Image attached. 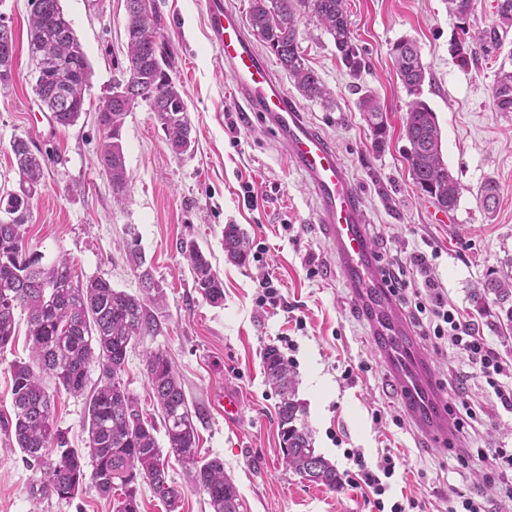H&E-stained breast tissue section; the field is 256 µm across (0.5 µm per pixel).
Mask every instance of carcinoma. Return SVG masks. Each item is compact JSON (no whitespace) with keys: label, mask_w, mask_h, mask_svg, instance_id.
Instances as JSON below:
<instances>
[{"label":"carcinoma","mask_w":512,"mask_h":512,"mask_svg":"<svg viewBox=\"0 0 512 512\" xmlns=\"http://www.w3.org/2000/svg\"><path fill=\"white\" fill-rule=\"evenodd\" d=\"M127 2V93L156 113L168 146L176 155L187 153L193 139L184 112L182 90L169 70L172 49L160 35L161 18L154 0ZM448 12L466 21L474 0H446ZM496 21L490 29L458 40L453 51L461 62L474 61L489 47L501 46L499 32L512 28V0H500ZM28 53L48 66V79L40 84L38 99L51 113L56 126L66 128L80 117L84 94L91 79L86 53L66 18L60 0H31ZM310 17L329 34L346 73L359 76L364 56L355 43L347 12V0H251L249 24L253 35L275 57L296 90L308 100H324L331 92L318 72L308 64L300 46V24ZM151 27L156 36L144 35ZM15 38L10 28L0 26V88L11 84ZM398 80L413 96L403 124L410 148L406 152L408 170L420 193L443 211H454L461 184L449 170L442 152L441 130L429 104L422 99L427 70L417 43L402 38L390 48ZM492 104L497 112H512V68L501 64L492 87ZM358 110L372 133V147L385 149L388 122L376 96L364 91ZM129 109L112 105V111L98 113L103 136L97 161L109 176L112 193L119 204L125 202L129 176L122 130ZM19 176L18 188L0 192V353L12 344L14 311H27L31 342L29 361L11 364L13 415L11 429L22 461L40 473L29 486V496L38 501L54 496L69 502L90 484L102 496L115 501L113 512H140L139 487L146 483L154 495L169 507L180 491L168 477L163 451L156 437L155 423L143 417L137 398L125 381L129 348L140 336H154L161 330L156 305L164 294L149 270L140 274L145 296L139 298L112 287L101 277L85 282L77 279L65 256L48 266L23 249L31 200L43 179L44 158L29 143L16 138L11 143ZM479 202L488 214L497 210L498 187L492 180L480 188ZM249 242L237 224L224 225V252L242 262ZM194 275L196 288L206 300L219 304L224 284L206 254L194 243L182 246ZM494 294L500 304L512 302V262L508 269L477 284L474 298ZM97 363L99 374L90 395H85L89 366ZM267 382L276 389L278 429L288 469L301 478L336 490L341 478L333 465L313 448L305 423L298 422L300 405L295 400L296 376L278 349L263 354ZM144 374L161 414L168 450L182 464L187 481L205 493L211 512H240L236 485L224 473L218 457H199L198 410L190 407L166 351L146 354ZM56 390L72 396H86L84 426L88 446L71 448L67 433L55 420Z\"/></svg>","instance_id":"carcinoma-1"}]
</instances>
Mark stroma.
Returning <instances> with one entry per match:
<instances>
[{"instance_id":"1","label":"stroma","mask_w":512,"mask_h":512,"mask_svg":"<svg viewBox=\"0 0 512 512\" xmlns=\"http://www.w3.org/2000/svg\"><path fill=\"white\" fill-rule=\"evenodd\" d=\"M92 68L84 111L65 129L53 126L38 106L36 75L28 57L30 0H0V19L15 35L17 56L11 86L0 88V187L15 188L11 143L26 139L46 163L42 185L31 201L24 247L50 264L73 262L81 280L109 279L131 294L141 289L127 250L137 240L152 276L163 289L162 331L129 350L125 379L152 413L144 356L168 352L197 423L200 453L224 461L240 494V512H368L359 492L307 482L288 470L278 432L279 396L263 370L266 347L279 349L297 375L296 398L313 446L344 472L345 456L360 449L368 464L383 450L401 458L385 503L417 501L414 512H444L450 486L478 494L488 512H505L479 468H462L438 439L409 413L394 379L373 344L372 322L348 286L341 263L317 221L313 191L290 162L271 124L249 111L234 90L233 75L211 45L204 0H155L161 33L173 48L171 75L183 90L194 151L174 154L146 103L128 115L123 130L130 177L125 204L96 160L102 133L96 122L102 99L123 78L126 65V0H61ZM496 0H475L467 23L450 16L444 0H348L349 19L365 67L351 80L330 36L310 18L300 26V43L310 65L330 89L328 99L297 97L305 120L331 140L358 185L370 217L367 233L377 266L408 262L412 251L431 257L442 288L481 336L512 356V335L503 334L494 297L474 304V285L512 261V112L492 106L491 90L501 62L512 59V30L500 50L461 64L451 52L463 31L489 29ZM416 40L430 81L422 97L437 116L442 151L458 178L461 198L453 212L422 197L405 160L403 121L410 98L395 74L389 51L401 38ZM371 91L387 114L384 152L371 148L372 135L358 107L354 86ZM238 115L228 129L225 113ZM499 188V206L486 214L477 191L485 180ZM250 184L256 205L243 200ZM236 224L249 240L244 262L228 260L224 227ZM197 244L224 282V300L214 305L196 289L181 247ZM272 277L279 305L260 303L258 284ZM17 338L0 353V512H113L109 499L84 489L72 502L54 498L33 505L28 487L35 471L23 463L13 432L10 366L29 357L25 315L17 313ZM437 385L459 388L476 412L475 431L487 444L512 448V413L495 403L484 379L454 349L414 335ZM356 379H343L345 368ZM242 401L235 425L224 420L225 391ZM56 422L70 445L84 447L85 400L66 394L55 402ZM170 477L180 489L174 507L141 486V512H210L206 495L185 482L178 463Z\"/></svg>"}]
</instances>
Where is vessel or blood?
I'll list each match as a JSON object with an SVG mask.
<instances>
[{
    "mask_svg": "<svg viewBox=\"0 0 512 512\" xmlns=\"http://www.w3.org/2000/svg\"><path fill=\"white\" fill-rule=\"evenodd\" d=\"M206 27L214 47L234 76L239 93L253 111L262 113L278 129L290 161L303 173L320 203V222L334 243L343 273L369 312L378 321L374 339L403 391L426 390L425 361L412 346L410 331L380 309L389 298L373 259L367 234L368 215L355 184L347 176L335 148L304 124L288 99L267 60L249 40L239 13L224 0H207ZM438 399L414 402L413 414L430 429L447 427Z\"/></svg>",
    "mask_w": 512,
    "mask_h": 512,
    "instance_id": "obj_1",
    "label": "vessel or blood"
}]
</instances>
